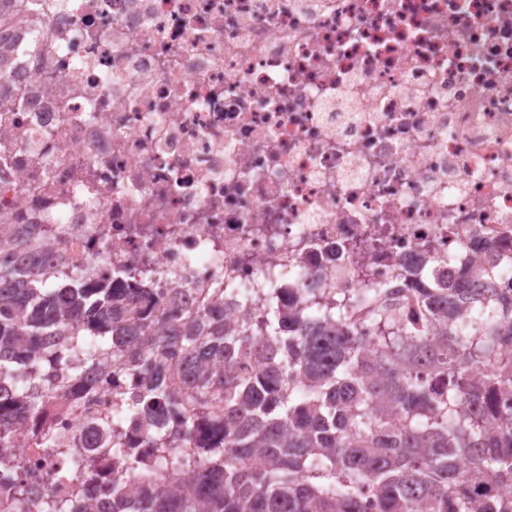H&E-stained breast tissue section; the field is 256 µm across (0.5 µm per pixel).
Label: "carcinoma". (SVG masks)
Listing matches in <instances>:
<instances>
[{
  "instance_id": "1",
  "label": "carcinoma",
  "mask_w": 512,
  "mask_h": 512,
  "mask_svg": "<svg viewBox=\"0 0 512 512\" xmlns=\"http://www.w3.org/2000/svg\"><path fill=\"white\" fill-rule=\"evenodd\" d=\"M88 265L26 279L0 264V383L31 415L87 364L131 369L101 447L119 466L109 506L50 497L39 512H512V299L492 288H364L264 314L185 310L169 320L140 281ZM370 321L380 336L367 343ZM178 349L184 386L162 360ZM138 425L130 442L119 429ZM168 453L165 469L132 462ZM77 455L56 473L72 481ZM33 486L0 467V512H34Z\"/></svg>"
}]
</instances>
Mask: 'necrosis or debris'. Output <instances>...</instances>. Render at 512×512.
Masks as SVG:
<instances>
[{"mask_svg":"<svg viewBox=\"0 0 512 512\" xmlns=\"http://www.w3.org/2000/svg\"><path fill=\"white\" fill-rule=\"evenodd\" d=\"M0 215L18 269L83 264L160 311L224 291V316L277 285L352 293L400 274L450 287L486 267L512 296V0H0ZM41 225L30 253L27 227ZM68 225L56 242V225ZM132 371L86 372L11 463L41 494L112 418ZM63 436L56 450L39 433Z\"/></svg>","mask_w":512,"mask_h":512,"instance_id":"obj_1","label":"necrosis or debris"}]
</instances>
